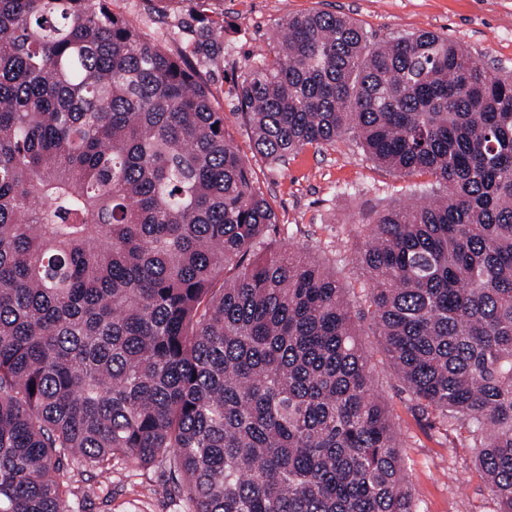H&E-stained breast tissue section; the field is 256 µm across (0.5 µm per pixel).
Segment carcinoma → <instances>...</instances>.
Masks as SVG:
<instances>
[{
  "label": "carcinoma",
  "instance_id": "cac0c4a2",
  "mask_svg": "<svg viewBox=\"0 0 512 512\" xmlns=\"http://www.w3.org/2000/svg\"><path fill=\"white\" fill-rule=\"evenodd\" d=\"M110 2L0 0V512H69L64 463L121 456L164 464L189 512H416L366 319L512 512V73L432 31L280 20L239 88L256 153L354 133L445 188L368 218L357 306L272 248L200 71Z\"/></svg>",
  "mask_w": 512,
  "mask_h": 512
}]
</instances>
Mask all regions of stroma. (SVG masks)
<instances>
[{
    "label": "stroma",
    "instance_id": "1",
    "mask_svg": "<svg viewBox=\"0 0 512 512\" xmlns=\"http://www.w3.org/2000/svg\"><path fill=\"white\" fill-rule=\"evenodd\" d=\"M111 8L173 52L192 50L199 17L216 23L214 55L202 65L204 80L224 114L229 138L253 168L256 188L276 213L269 243L335 259L337 280L358 301L364 298L366 273L355 257L368 233L365 215L422 202L435 179L424 172L397 176L368 159L351 134L332 145L307 147L283 165L258 155L237 111V95L249 66L272 58L278 22L289 15L338 13L376 44L434 31L479 64L512 72V0H112ZM360 341L404 442L405 471L418 512H496L465 432L414 411L371 322L361 323ZM167 478L163 465L143 467L125 458L112 463L109 492L86 494L88 485L97 484L96 474L79 473L71 465L64 469L63 485L74 512H185L182 501L161 494Z\"/></svg>",
    "mask_w": 512,
    "mask_h": 512
}]
</instances>
